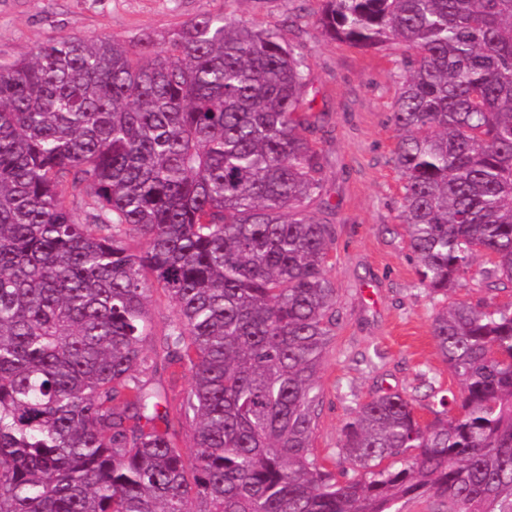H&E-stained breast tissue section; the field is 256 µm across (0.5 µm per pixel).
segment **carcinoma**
I'll use <instances>...</instances> for the list:
<instances>
[{
    "label": "carcinoma",
    "mask_w": 512,
    "mask_h": 512,
    "mask_svg": "<svg viewBox=\"0 0 512 512\" xmlns=\"http://www.w3.org/2000/svg\"><path fill=\"white\" fill-rule=\"evenodd\" d=\"M323 2L325 35L401 51L419 285L492 292L433 318L459 390H431L428 422L405 392L356 404L339 472L314 452L335 231L306 210L323 114L278 29L62 36L0 62V512H512V0ZM159 361L190 374L172 409L142 379ZM150 315L155 335L150 343V348H154L156 340L165 326L174 319L175 313L172 305L161 290L154 293L150 305Z\"/></svg>",
    "instance_id": "carcinoma-1"
}]
</instances>
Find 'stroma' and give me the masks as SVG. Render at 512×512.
Returning a JSON list of instances; mask_svg holds the SVG:
<instances>
[{"label": "stroma", "mask_w": 512, "mask_h": 512, "mask_svg": "<svg viewBox=\"0 0 512 512\" xmlns=\"http://www.w3.org/2000/svg\"><path fill=\"white\" fill-rule=\"evenodd\" d=\"M322 0H0V60L65 35L151 36L163 40L200 13L279 29L302 57L315 111L314 137L325 155L322 200L308 212L334 225L328 277L338 325L319 373L322 406L313 446L332 468L356 402L392 390L417 398L431 420L430 387L458 389L438 355L431 323L440 299L417 281L399 226L401 181L391 162L399 51L367 50L330 39L315 24Z\"/></svg>", "instance_id": "35a3bbf8"}]
</instances>
